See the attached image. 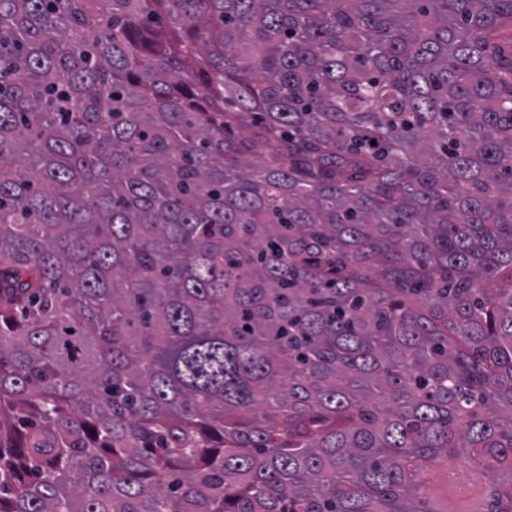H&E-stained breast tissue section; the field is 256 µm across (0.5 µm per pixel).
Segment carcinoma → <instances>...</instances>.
I'll list each match as a JSON object with an SVG mask.
<instances>
[{
  "mask_svg": "<svg viewBox=\"0 0 512 512\" xmlns=\"http://www.w3.org/2000/svg\"><path fill=\"white\" fill-rule=\"evenodd\" d=\"M450 460L512 512V0H0V512Z\"/></svg>",
  "mask_w": 512,
  "mask_h": 512,
  "instance_id": "obj_1",
  "label": "carcinoma"
}]
</instances>
